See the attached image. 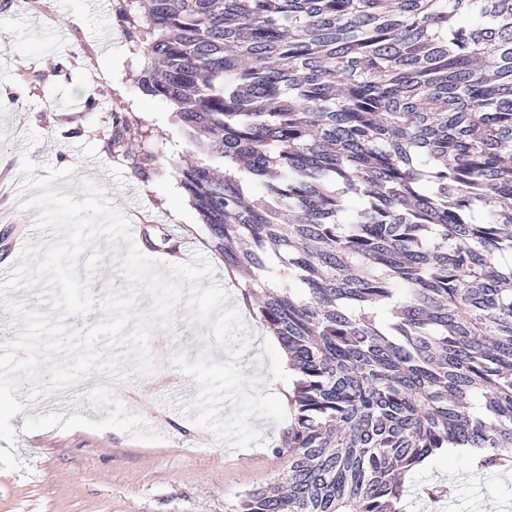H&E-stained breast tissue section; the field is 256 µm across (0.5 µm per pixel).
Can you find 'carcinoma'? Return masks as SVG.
Instances as JSON below:
<instances>
[{
  "label": "carcinoma",
  "mask_w": 512,
  "mask_h": 512,
  "mask_svg": "<svg viewBox=\"0 0 512 512\" xmlns=\"http://www.w3.org/2000/svg\"><path fill=\"white\" fill-rule=\"evenodd\" d=\"M115 10L130 80L179 121L174 177L294 373L282 482L237 512H401L443 448L512 467V0ZM153 133L129 112L110 146Z\"/></svg>",
  "instance_id": "obj_1"
}]
</instances>
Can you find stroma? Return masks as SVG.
I'll use <instances>...</instances> for the list:
<instances>
[{
  "mask_svg": "<svg viewBox=\"0 0 512 512\" xmlns=\"http://www.w3.org/2000/svg\"><path fill=\"white\" fill-rule=\"evenodd\" d=\"M107 29L109 46L97 33ZM131 42L112 10L90 12L86 0H0V267L14 268L13 238L51 243L58 232L35 231L21 210L20 154L27 130L41 137L30 157L38 165L72 168L56 191L82 199L85 183L97 185L121 212L139 209L132 231L151 258L180 263L170 227H178L194 253L222 274L228 300L245 325L225 346L211 344L209 328L189 302L173 312V326L151 337V354L163 361L152 373L127 372L123 388L105 395L106 370L82 380L84 390L67 402L48 393L17 394L21 413L11 424L22 470L0 469V512H235L239 494L273 484L287 465L276 455L291 418L287 390L292 374L275 336L252 314L243 290L224 271L222 257L175 178L134 174L108 143L111 113L101 102L119 98L155 130L133 142L134 152L161 163L178 159L183 146L171 107L142 95L128 80ZM98 75L91 84L89 75ZM105 258L87 282L96 299L126 292L119 266L126 244L96 236ZM18 302L49 311L44 287L21 289L0 301V341L14 339L23 321L8 307ZM448 487L433 499L426 490ZM402 512H512V467L474 468L462 453L440 452L405 477Z\"/></svg>",
  "mask_w": 512,
  "mask_h": 512,
  "instance_id": "obj_1",
  "label": "stroma"
}]
</instances>
